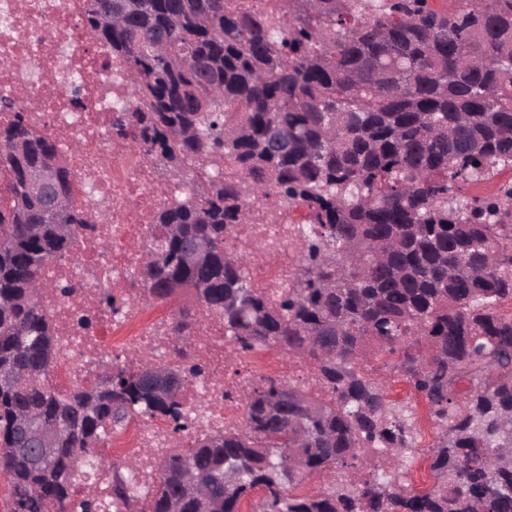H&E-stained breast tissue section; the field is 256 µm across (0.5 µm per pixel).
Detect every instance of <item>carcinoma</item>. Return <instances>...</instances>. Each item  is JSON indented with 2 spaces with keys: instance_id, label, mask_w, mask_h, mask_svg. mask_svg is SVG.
<instances>
[{
  "instance_id": "cac0c4a2",
  "label": "carcinoma",
  "mask_w": 512,
  "mask_h": 512,
  "mask_svg": "<svg viewBox=\"0 0 512 512\" xmlns=\"http://www.w3.org/2000/svg\"><path fill=\"white\" fill-rule=\"evenodd\" d=\"M83 25L132 81L139 106L111 134L187 176L193 198L161 210L137 271L148 303L192 295L233 353L280 348L320 393L261 379L241 424L177 448L141 499L128 461L112 497L128 512H512V0H85ZM52 166L55 211L26 189ZM0 477L6 512H66L79 472L136 416L186 429L149 352L139 366L62 391L44 273L87 229L66 152L24 113L0 126ZM302 211L304 259L277 296L229 244L249 199ZM199 240L201 259H188ZM196 319L182 309L164 362L187 380ZM424 399L438 440L430 486L412 490ZM55 430L39 472L17 420ZM368 474L354 475L358 450ZM335 474L317 495L300 487ZM388 393L389 399L395 401H403L407 398H411L413 403L416 405L419 417V425H421L422 416H428L427 407L423 399L420 396L415 395L411 387L401 378L396 377L395 379H392L388 386Z\"/></svg>"
}]
</instances>
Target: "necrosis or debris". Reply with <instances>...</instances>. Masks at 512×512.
<instances>
[{
  "label": "necrosis or debris",
  "instance_id": "obj_1",
  "mask_svg": "<svg viewBox=\"0 0 512 512\" xmlns=\"http://www.w3.org/2000/svg\"><path fill=\"white\" fill-rule=\"evenodd\" d=\"M83 0H0V122L9 112L25 113L42 131L69 147V160L79 182L75 205L87 212L92 225L78 253L54 263L47 277L46 296L59 342L58 382L68 385L72 374L95 377L106 350L122 363L138 361L144 351L176 343L170 334L172 312L148 306L140 298L135 272L140 256L131 244L146 239L158 209L187 200L189 191L179 178L157 187V165L144 163L137 150L114 139V113L134 111V89L107 51L92 45L81 21ZM80 98L83 108L73 107ZM291 224L271 223L264 204L248 206V221L236 225L231 241L239 246L264 242L251 267L257 287L275 294L287 287L297 270L292 252ZM109 281L123 306L112 311L100 302L102 281ZM195 353L203 363L190 378L182 401L191 423L182 444L190 446L202 433L237 423V388L265 377L299 380L315 386L312 373L288 365L265 351L254 359L231 365L224 328L207 313L196 325ZM175 444L165 424L140 422L105 443L106 462L81 475L89 487L94 512H127L111 492V462L137 457L132 482L148 497L156 472Z\"/></svg>",
  "mask_w": 512,
  "mask_h": 512
}]
</instances>
